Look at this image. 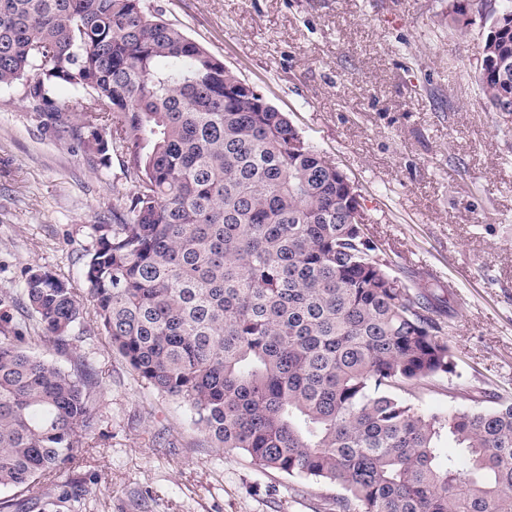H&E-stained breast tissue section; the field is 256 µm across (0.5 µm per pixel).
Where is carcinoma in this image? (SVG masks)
Listing matches in <instances>:
<instances>
[{"instance_id":"carcinoma-1","label":"carcinoma","mask_w":512,"mask_h":512,"mask_svg":"<svg viewBox=\"0 0 512 512\" xmlns=\"http://www.w3.org/2000/svg\"><path fill=\"white\" fill-rule=\"evenodd\" d=\"M476 10L475 78L497 112L512 106V7ZM448 17L466 33V6ZM240 82L143 0H0V87L22 85L46 130L101 163L121 154L135 183L94 227L86 297L24 272L41 339L70 346L92 311L210 447L342 489L334 512H512V399L418 408L411 388L456 367L436 293L395 287L336 164ZM59 86L88 99L61 107ZM26 340L0 331V489L46 486L44 512H78L94 375Z\"/></svg>"}]
</instances>
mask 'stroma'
<instances>
[{"mask_svg": "<svg viewBox=\"0 0 512 512\" xmlns=\"http://www.w3.org/2000/svg\"><path fill=\"white\" fill-rule=\"evenodd\" d=\"M452 0H144L253 85L344 171L369 236L412 289L440 294L454 374L417 390L427 411L512 398V116L474 78L487 29L448 26ZM134 190L109 165L46 132L22 86L0 87V324L70 368L89 360L99 426L74 472L82 512H329L338 488L210 447L189 410L144 384L96 329L63 353L37 340L22 273L77 294L93 227Z\"/></svg>", "mask_w": 512, "mask_h": 512, "instance_id": "obj_1", "label": "stroma"}]
</instances>
